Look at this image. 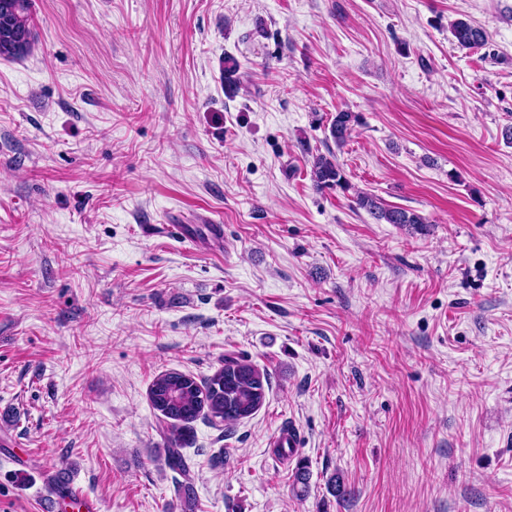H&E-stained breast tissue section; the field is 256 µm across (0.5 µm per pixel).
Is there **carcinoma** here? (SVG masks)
<instances>
[{
    "mask_svg": "<svg viewBox=\"0 0 512 512\" xmlns=\"http://www.w3.org/2000/svg\"><path fill=\"white\" fill-rule=\"evenodd\" d=\"M33 0H0V58H21L31 52L33 44ZM451 33L457 43L468 49L486 48L487 31L468 19L451 23ZM361 123L355 112L339 111L331 121L329 131L336 146L343 147L353 127ZM310 177L319 190L351 189L343 169L333 152L313 156ZM355 205L375 219L397 224L416 231L423 230L426 219L400 207H388L375 195L359 191ZM268 374L248 360L224 356V365L202 381L192 375L167 372L159 375L149 390L150 403L160 412L162 420L171 421L163 429L168 466L184 476L189 474L182 453L188 438L187 425L204 414L227 426L252 417L266 401Z\"/></svg>",
    "mask_w": 512,
    "mask_h": 512,
    "instance_id": "carcinoma-1",
    "label": "carcinoma"
}]
</instances>
